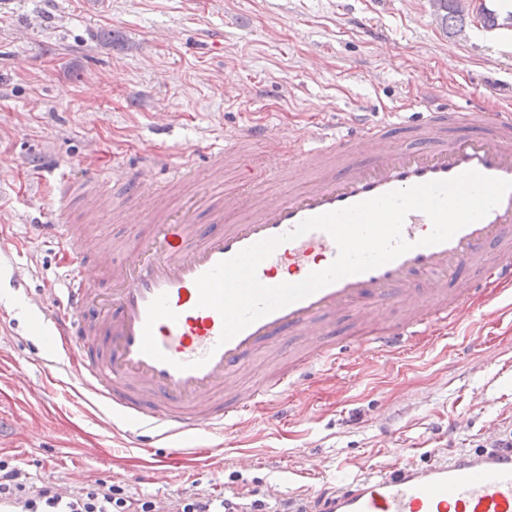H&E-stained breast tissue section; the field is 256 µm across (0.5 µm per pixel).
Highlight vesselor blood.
Instances as JSON below:
<instances>
[{"mask_svg":"<svg viewBox=\"0 0 512 512\" xmlns=\"http://www.w3.org/2000/svg\"><path fill=\"white\" fill-rule=\"evenodd\" d=\"M415 119L374 121L349 112L338 121L321 120L302 130L245 125L225 133L221 143L191 146L187 161L206 151L208 182L224 178V154L239 141L259 143L278 167L317 170L301 189L259 199L233 196L211 206V220L194 221L191 203L175 205L172 190L190 174L185 166L157 181L165 156L152 154L137 169L118 165L86 170L82 180L61 175L57 214L80 191L85 214H97L112 183H134L141 212L163 216L152 233L126 244L122 262L110 249L87 256L77 230L66 222L37 225L38 234L56 241L64 269V305L47 297L32 300L36 332L59 337L68 357L66 373L107 409L110 429H124L135 447L152 439L169 445L165 459L152 463L148 478L168 484L173 462L205 463L213 448H186L183 438L203 431L243 433L256 421L291 425L282 398L300 394L303 379L317 366L342 370L344 356L358 363L376 355H402L470 312L477 286L494 297L512 296V191L484 218L462 228L449 241L424 246L432 229L419 211L406 216L402 236L411 250L376 268L352 274L312 295L252 322L221 341L223 321L199 306L196 280L217 263L259 241L278 244L258 266L267 286L296 283L329 267L337 246L314 229L296 239L288 234L308 218L336 211L382 194L418 184L452 179L474 170L512 181V104L489 108L477 98L451 108L433 94L422 97ZM167 294L176 320L158 321L153 334L164 360L141 351L150 302ZM400 308L399 320L387 310ZM353 316L361 339L330 344L336 321ZM303 342L302 355L270 361L256 383L238 379L237 369L259 350L275 351ZM201 368H192L195 360ZM393 467L379 477H364L323 494L313 512H512V450L476 448L417 463L408 448L392 445Z\"/></svg>","mask_w":512,"mask_h":512,"instance_id":"b4317fda","label":"vessel or blood"}]
</instances>
